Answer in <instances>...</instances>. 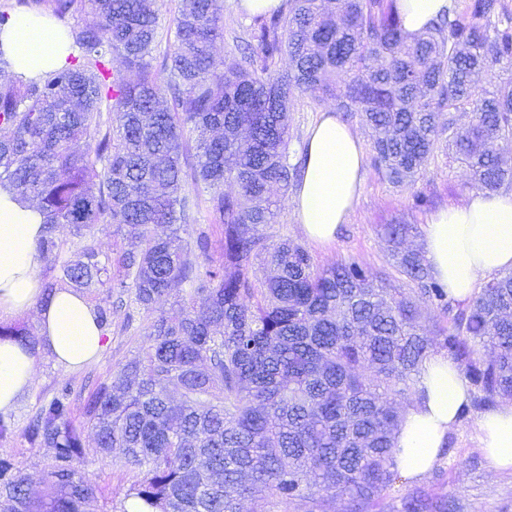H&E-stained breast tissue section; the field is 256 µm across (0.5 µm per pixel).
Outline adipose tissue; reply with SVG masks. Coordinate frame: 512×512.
<instances>
[{"label":"adipose tissue","instance_id":"ef3b65f1","mask_svg":"<svg viewBox=\"0 0 512 512\" xmlns=\"http://www.w3.org/2000/svg\"><path fill=\"white\" fill-rule=\"evenodd\" d=\"M451 0H395L403 30L423 33ZM0 48L12 74L36 79L67 64L72 42L55 20L20 14L0 29ZM366 171L361 137L334 111L323 112L306 140L302 177L293 196L304 234L332 244L360 197ZM39 208L13 190L0 188V323L38 311V342L0 338V414L9 415L34 384L38 355L65 369L91 364L104 349L95 307L71 288L45 295L38 275L37 244L44 233ZM424 257L451 299H469L488 277L512 271V191L468 193L441 208L424 226ZM395 433V465L406 478L432 469L469 399L468 387L446 355L427 360ZM479 447L494 469L512 468V404L486 411L478 422Z\"/></svg>","mask_w":512,"mask_h":512}]
</instances>
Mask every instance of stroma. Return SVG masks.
Returning a JSON list of instances; mask_svg holds the SVG:
<instances>
[{
	"label": "stroma",
	"instance_id": "stroma-1",
	"mask_svg": "<svg viewBox=\"0 0 512 512\" xmlns=\"http://www.w3.org/2000/svg\"><path fill=\"white\" fill-rule=\"evenodd\" d=\"M221 6L224 40L218 43L217 52L236 56L250 38L254 19L236 12L231 0H221ZM325 110V105L309 96L300 95L294 99L290 107L289 164L302 165L309 131ZM467 192L464 169L442 152L431 161L423 176L409 185H393L375 170H368L359 202L346 224L341 225L332 246L323 248L306 243L294 219V204L289 199L282 205L276 223L265 226L263 233L274 243L285 239L306 243L317 266H327L344 258L354 259L370 271L392 273L395 285L402 288L406 282L401 275L392 272L387 245L377 232L378 225L397 220L425 226L431 214L461 200ZM418 195L426 197L425 206H415L414 198ZM142 337L140 323L126 325L123 312H115L98 361L72 371L55 365L52 360L40 358L34 384L13 414L16 425L24 426L28 415L41 400L51 396L59 383L71 382L74 389L72 420L83 427L87 449L79 467L94 482L97 501L106 505L108 512H119L129 474L118 460L96 453V436L85 426L83 405L97 381L110 377L115 366L138 354ZM478 419V414L472 413L459 422L449 436V451L442 455L427 477L417 481H397L370 512H392L400 497L415 488L447 495L455 512H512V469L495 470L482 454L478 447ZM0 453L11 455L16 467L27 478L33 494L43 492L50 449L31 446L16 435L0 440Z\"/></svg>",
	"mask_w": 512,
	"mask_h": 512
}]
</instances>
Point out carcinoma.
<instances>
[{"label":"carcinoma","mask_w":512,"mask_h":512,"mask_svg":"<svg viewBox=\"0 0 512 512\" xmlns=\"http://www.w3.org/2000/svg\"><path fill=\"white\" fill-rule=\"evenodd\" d=\"M152 2L19 0L96 23L69 27L76 54L65 67L0 83V186L37 202L38 250L71 288L132 295L145 321L141 353L86 399L96 452L129 469L124 501L142 512H243L246 501L250 512H329L336 501L368 512L398 479L401 401L431 354L469 384L461 416L512 402V271L452 303L409 244L415 224L378 228L409 293L354 259L318 267L298 242L268 243L260 227L276 222L274 191L295 176L289 104L300 93L358 119L392 184L415 181L446 146L469 187L511 188L512 160L497 145L512 139V80L480 92L474 75L512 61V15L501 0L454 2L411 39L394 0H288L287 15L257 21L249 52L220 60L218 0H181L157 72ZM86 138L94 150L79 149ZM204 192L224 225L219 263L193 228ZM99 224L128 241L114 260L93 241ZM62 225L79 241L73 263L61 259ZM175 289L181 301L156 308ZM71 393L62 383L22 429L53 451L45 494L31 496L0 455V512L97 507L78 468ZM396 512L454 505L415 489Z\"/></svg>","instance_id":"1"}]
</instances>
